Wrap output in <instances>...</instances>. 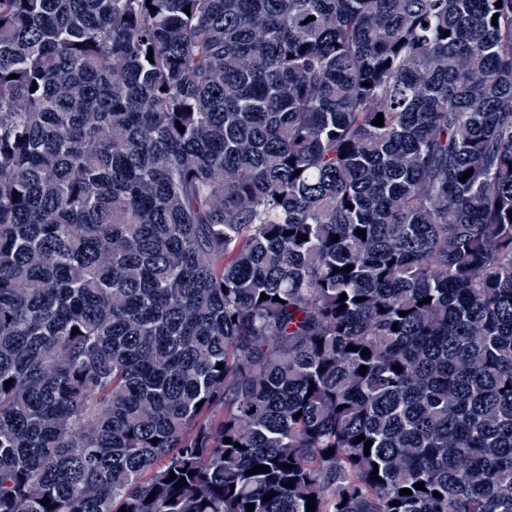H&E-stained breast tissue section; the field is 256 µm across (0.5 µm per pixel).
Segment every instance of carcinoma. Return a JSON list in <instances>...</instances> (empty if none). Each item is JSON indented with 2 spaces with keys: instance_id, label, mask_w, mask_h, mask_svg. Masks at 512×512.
<instances>
[{
  "instance_id": "cac0c4a2",
  "label": "carcinoma",
  "mask_w": 512,
  "mask_h": 512,
  "mask_svg": "<svg viewBox=\"0 0 512 512\" xmlns=\"http://www.w3.org/2000/svg\"><path fill=\"white\" fill-rule=\"evenodd\" d=\"M511 210L512 0H0V512H512Z\"/></svg>"
}]
</instances>
